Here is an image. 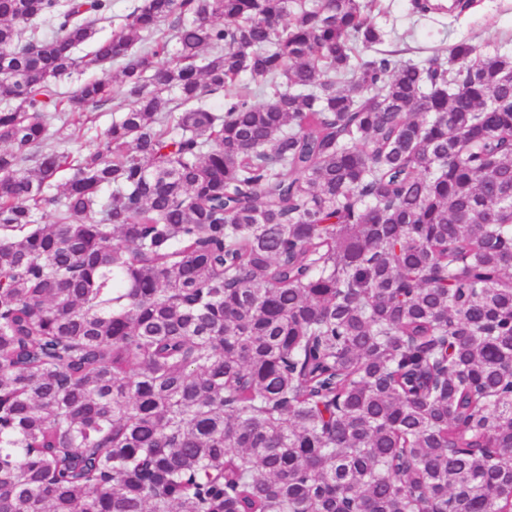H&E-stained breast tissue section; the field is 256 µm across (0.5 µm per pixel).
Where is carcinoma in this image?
<instances>
[{"label": "carcinoma", "instance_id": "carcinoma-1", "mask_svg": "<svg viewBox=\"0 0 512 512\" xmlns=\"http://www.w3.org/2000/svg\"><path fill=\"white\" fill-rule=\"evenodd\" d=\"M109 8L0 0V512H512V57ZM114 62L102 148L48 146ZM134 0H111V7L106 14V19L97 21L95 29L96 37L105 38L109 36L112 30L117 27L124 16L129 13Z\"/></svg>", "mask_w": 512, "mask_h": 512}]
</instances>
